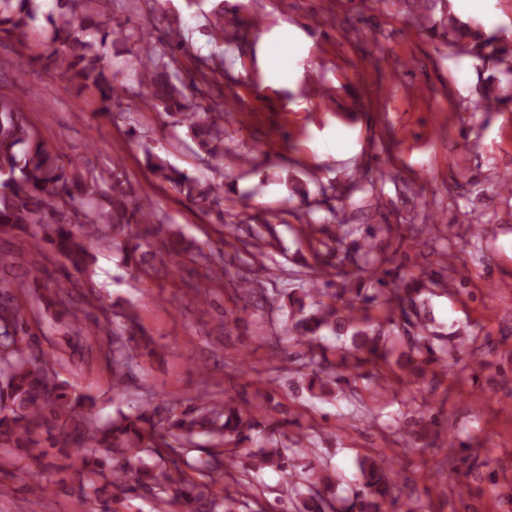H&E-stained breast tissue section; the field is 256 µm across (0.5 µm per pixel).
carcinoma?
<instances>
[{
  "label": "carcinoma",
  "instance_id": "cac0c4a2",
  "mask_svg": "<svg viewBox=\"0 0 512 512\" xmlns=\"http://www.w3.org/2000/svg\"><path fill=\"white\" fill-rule=\"evenodd\" d=\"M66 10L48 16L53 28L51 49L45 59L64 74L81 92L98 95L99 111L110 115L120 106L115 92V74L101 52L107 43H121L136 58L135 84L146 89L142 109L177 117L188 128L190 138L211 159H224V114L219 111L223 96L224 55L213 53L197 58L186 75L176 76L183 49L181 22L162 17L165 22L158 40L146 41L142 29L106 16L98 0H64ZM209 36L224 42V28L234 27V20L224 15V0L203 13ZM37 18L36 0H0V34L23 37ZM451 44L465 50V55L483 68H493L505 79V86H486L477 107L492 110L512 88V44L478 24L460 20L448 13ZM147 169L168 182L179 194L201 205H211L221 198L223 184L203 182L172 166L148 141L139 143ZM157 223L152 205L125 177L120 164L107 175H96L67 156L61 147L49 148L35 138L12 99L0 96V235L27 230L28 263L35 269L52 259L60 267L53 282L55 294L71 295L73 277L83 273L92 254L88 243L121 241L124 260L132 271L145 266L146 255L165 264L176 254L165 240L141 251L145 236L140 226ZM310 249L315 264L309 266V287L282 291L268 296L261 284L246 281L236 291L247 299H261L278 304L287 312L284 335L275 337L274 354H287L288 347H301L295 360V372L307 380L310 397L324 400L340 397L339 383L357 379L374 381L376 395L391 383L405 382L389 361L388 337L403 328L414 333L411 350L400 369L417 376L427 363L439 360L441 348L433 342L426 317L421 314L419 297L435 295L444 286L442 271L448 269L456 254L445 248L440 257L444 264L431 272L391 275L384 268L393 259L374 255V238L383 227L372 225L307 224ZM335 287L331 301H323L327 292L317 287ZM363 279L374 282L372 293L362 294L355 284ZM36 283L16 272V258L0 252V294L8 307L0 315V448L19 450L33 458L46 456L51 449L74 456L69 464L80 482L86 499L96 502L106 486L98 477L110 478L120 487L133 480L145 493L155 497L167 494L161 502L179 503L186 512L205 501L207 512H238L240 494L231 493L226 480L243 488L248 476H258L265 469L279 472L288 484V499H277L271 509L279 512H385L394 504V483L385 469L371 456L357 459L356 473L349 485V495L340 497L334 489L341 485L336 469L327 464H313L314 456L301 438L284 443L283 425L257 405L239 403L235 398H214L209 393L195 397V403L178 411L149 403L105 423L92 414L94 401L77 393L58 379L52 365L53 355L36 350L22 310L13 305L16 290L34 288ZM81 307L69 311L71 324L81 331L80 323L95 307L88 294H80ZM379 302L383 318L370 315L368 305ZM119 322L112 328V388L124 390L137 354L133 345L136 318L117 313ZM335 341L333 349L345 374L326 356L324 333ZM41 429L45 437H34ZM202 436L204 441L196 438ZM248 444L249 461L238 468L235 453L226 446ZM186 447L205 454L201 463L209 477V486H221V495L206 500L200 486L188 481L185 469L193 466ZM105 456H97L98 449ZM155 456L151 468L141 462V455Z\"/></svg>",
  "mask_w": 512,
  "mask_h": 512
}]
</instances>
